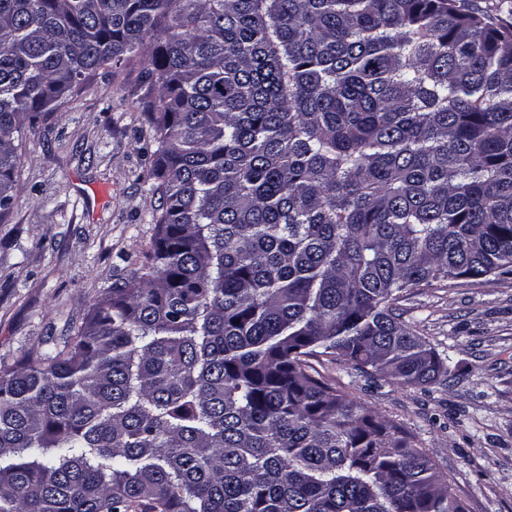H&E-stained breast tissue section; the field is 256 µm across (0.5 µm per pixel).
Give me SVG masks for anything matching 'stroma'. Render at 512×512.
I'll return each mask as SVG.
<instances>
[{
  "instance_id": "obj_1",
  "label": "stroma",
  "mask_w": 512,
  "mask_h": 512,
  "mask_svg": "<svg viewBox=\"0 0 512 512\" xmlns=\"http://www.w3.org/2000/svg\"><path fill=\"white\" fill-rule=\"evenodd\" d=\"M143 70L135 59L118 77H90L24 131L18 193L0 221L2 363L68 335L152 244L161 198L137 103ZM392 308L450 358V375L401 387L327 359L315 370L411 433L466 512H512V276L415 288Z\"/></svg>"
}]
</instances>
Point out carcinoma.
Here are the masks:
<instances>
[{
    "label": "carcinoma",
    "mask_w": 512,
    "mask_h": 512,
    "mask_svg": "<svg viewBox=\"0 0 512 512\" xmlns=\"http://www.w3.org/2000/svg\"><path fill=\"white\" fill-rule=\"evenodd\" d=\"M145 63L137 274L0 363V512H465L312 374L431 384L400 293L512 275V24L461 0H0V221L22 130Z\"/></svg>",
    "instance_id": "carcinoma-1"
}]
</instances>
